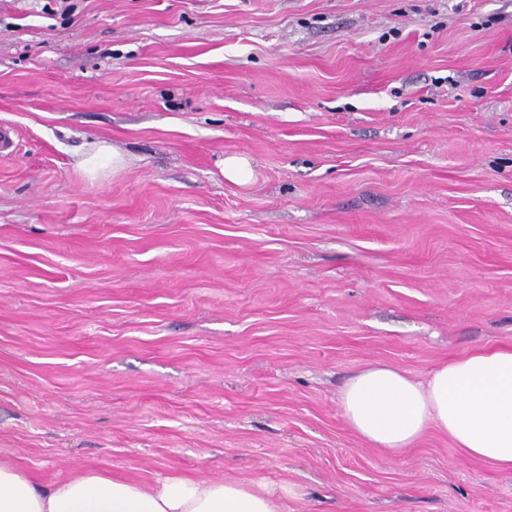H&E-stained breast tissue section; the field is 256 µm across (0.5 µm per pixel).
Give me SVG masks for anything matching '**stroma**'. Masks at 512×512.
<instances>
[{
    "label": "stroma",
    "mask_w": 512,
    "mask_h": 512,
    "mask_svg": "<svg viewBox=\"0 0 512 512\" xmlns=\"http://www.w3.org/2000/svg\"><path fill=\"white\" fill-rule=\"evenodd\" d=\"M5 121L1 458L512 512L511 471L339 405L512 345V0H0ZM112 164V171L116 170L117 168H120L124 165V158L120 154H118L114 149L112 148V155L109 152V149L105 145H101L96 153L89 158L84 159L80 162V165L82 167H85L89 171H94L100 166L103 165H111ZM222 172L225 179L238 184L247 182L252 174L249 161L245 157L238 155L224 158Z\"/></svg>",
    "instance_id": "stroma-1"
}]
</instances>
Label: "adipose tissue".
<instances>
[{
	"label": "adipose tissue",
	"instance_id": "1",
	"mask_svg": "<svg viewBox=\"0 0 512 512\" xmlns=\"http://www.w3.org/2000/svg\"><path fill=\"white\" fill-rule=\"evenodd\" d=\"M342 415L368 444L390 452L429 427L468 456L512 470V348H478L436 368L426 383L376 364L355 374ZM0 512H279L269 494L240 481L172 476L152 485L86 470L43 484L0 460Z\"/></svg>",
	"mask_w": 512,
	"mask_h": 512
}]
</instances>
